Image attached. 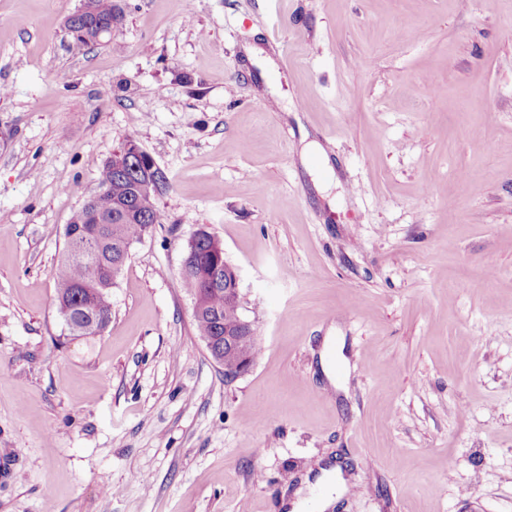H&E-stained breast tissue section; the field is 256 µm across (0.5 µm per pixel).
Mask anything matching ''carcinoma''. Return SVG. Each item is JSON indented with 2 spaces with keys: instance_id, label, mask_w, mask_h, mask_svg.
<instances>
[{
  "instance_id": "carcinoma-1",
  "label": "carcinoma",
  "mask_w": 512,
  "mask_h": 512,
  "mask_svg": "<svg viewBox=\"0 0 512 512\" xmlns=\"http://www.w3.org/2000/svg\"><path fill=\"white\" fill-rule=\"evenodd\" d=\"M78 12L104 28H117L123 22L122 9L108 7L105 0H82ZM99 182L108 190L88 199L69 224V234L74 238L93 243L95 256L85 259L70 254L67 248L56 270L57 311L62 317L78 316L85 327V336L100 333L112 317L114 269L124 267L128 259L127 246L164 220L155 205L139 210L138 219L129 217L130 206L139 205V196L133 190L129 174L116 171L106 163ZM213 250L211 240H199L193 251L192 268L181 276L183 286L203 302V309L194 313L201 335L212 329L213 317L217 315L221 316L225 327L233 329L237 322L236 312L224 306V274L208 271L209 254Z\"/></svg>"
}]
</instances>
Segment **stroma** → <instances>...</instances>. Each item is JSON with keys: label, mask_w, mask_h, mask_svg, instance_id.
Returning a JSON list of instances; mask_svg holds the SVG:
<instances>
[{"label": "stroma", "mask_w": 512, "mask_h": 512, "mask_svg": "<svg viewBox=\"0 0 512 512\" xmlns=\"http://www.w3.org/2000/svg\"><path fill=\"white\" fill-rule=\"evenodd\" d=\"M116 2L79 47L81 0H0V512H283L338 463L333 512H512V0ZM130 138L165 221L75 336L65 229ZM200 225L262 349L233 380ZM193 250V247H191ZM215 247L210 239H200L197 249L193 250L192 268L189 273L181 274L183 286L193 295L199 296L203 302V309L194 312V321L200 336L210 332L213 326V317L217 312L223 320V328L228 327L234 329L237 322L236 312L233 309L224 306V297L236 309L240 311L239 331L229 332L224 330V345L231 347L237 353L234 354L222 347V360L225 371H237L235 376L238 377L247 372L253 364L252 351L256 344L255 336L240 335L244 332L245 327L251 324L242 313V300L239 291V274L235 266L230 264L224 257V271L220 274H209V254L214 251ZM224 272L227 273L229 279L233 281L234 288H226L224 290ZM259 347L256 344L254 349V361L258 356ZM239 357V358H238ZM240 362V366H239ZM239 367V368H238Z\"/></svg>", "instance_id": "obj_1"}]
</instances>
